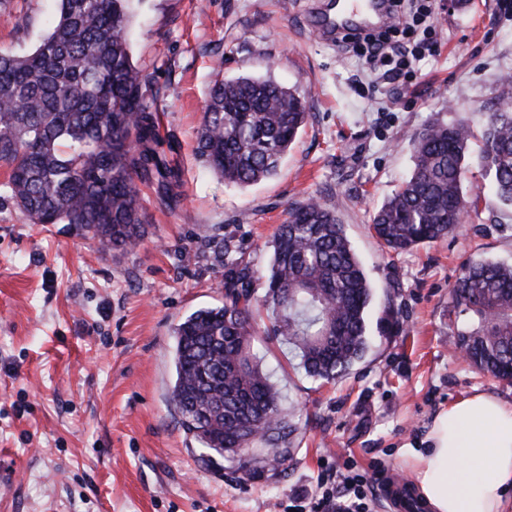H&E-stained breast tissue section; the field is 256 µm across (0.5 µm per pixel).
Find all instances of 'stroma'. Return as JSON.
Returning a JSON list of instances; mask_svg holds the SVG:
<instances>
[{
  "instance_id": "stroma-1",
  "label": "stroma",
  "mask_w": 512,
  "mask_h": 512,
  "mask_svg": "<svg viewBox=\"0 0 512 512\" xmlns=\"http://www.w3.org/2000/svg\"><path fill=\"white\" fill-rule=\"evenodd\" d=\"M317 0H140L128 38L134 63L161 87L159 131L178 145L181 201L141 184L147 224L130 252L64 224H33L0 199V512H293L322 474L353 470L372 492L407 482L404 448L433 415L476 391L512 407V383L473 371L455 352L470 321L450 289L469 261L512 263V210L477 166V200L447 238L406 253L373 237L374 212L413 168L409 139L435 118L481 126L512 75V0H435L439 47L409 77L371 69L353 48L314 31ZM55 0H11L0 48L33 51ZM224 77L273 75L298 87L309 118L278 174L228 186L193 153L216 55ZM334 208L372 287L364 357L333 382L309 377L276 336L254 351L297 427L273 471L245 478L238 460L208 463L169 399L173 329L224 302V271L205 257L209 236L269 267L290 205ZM394 314L397 332L380 329Z\"/></svg>"
}]
</instances>
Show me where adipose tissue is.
Listing matches in <instances>:
<instances>
[{
    "label": "adipose tissue",
    "instance_id": "ef3b65f1",
    "mask_svg": "<svg viewBox=\"0 0 512 512\" xmlns=\"http://www.w3.org/2000/svg\"><path fill=\"white\" fill-rule=\"evenodd\" d=\"M423 443L405 453L428 512H505L512 491V408L491 393L459 398L437 412Z\"/></svg>",
    "mask_w": 512,
    "mask_h": 512
}]
</instances>
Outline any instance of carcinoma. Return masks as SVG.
<instances>
[{"mask_svg": "<svg viewBox=\"0 0 512 512\" xmlns=\"http://www.w3.org/2000/svg\"><path fill=\"white\" fill-rule=\"evenodd\" d=\"M57 2L51 31L33 51L0 49L3 188L32 224H68L114 251H132L144 224L135 179L157 181L168 207L180 202L181 186L177 145L160 135L152 111L159 89L133 63L126 39L137 0ZM510 100L512 83L504 81L478 165L512 207ZM307 119L305 97L272 77H223L210 89L195 154L225 183L250 185L277 174ZM473 138L464 118L437 119L414 134L412 173L372 218L384 248L403 252L456 230L469 207L463 182ZM207 248L224 268V304L200 308L174 328L170 400L210 462L263 444L251 456L253 477L285 459L295 426L252 352L257 271L229 240L213 236ZM452 295L475 317L458 334L471 366L512 377V265L468 263ZM371 299L336 211L313 197L290 207L273 238L261 299L272 312L270 334L294 347L309 376L332 381L369 347Z\"/></svg>", "mask_w": 512, "mask_h": 512, "instance_id": "carcinoma-1", "label": "carcinoma"}]
</instances>
